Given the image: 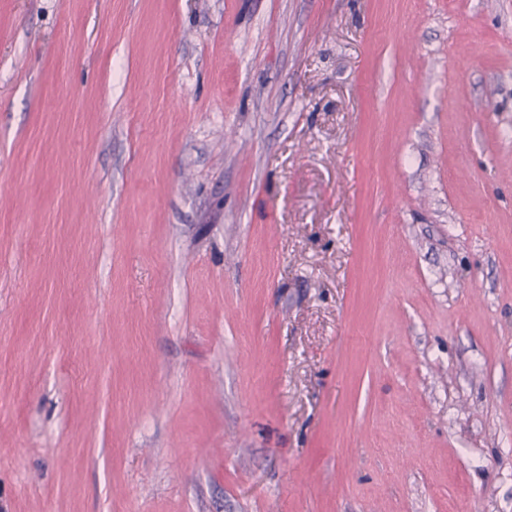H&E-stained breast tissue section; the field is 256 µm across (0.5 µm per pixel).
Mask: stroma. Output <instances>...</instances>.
<instances>
[{"instance_id":"35a3bbf8","label":"stroma","mask_w":512,"mask_h":512,"mask_svg":"<svg viewBox=\"0 0 512 512\" xmlns=\"http://www.w3.org/2000/svg\"><path fill=\"white\" fill-rule=\"evenodd\" d=\"M0 512H512V0H0Z\"/></svg>"}]
</instances>
